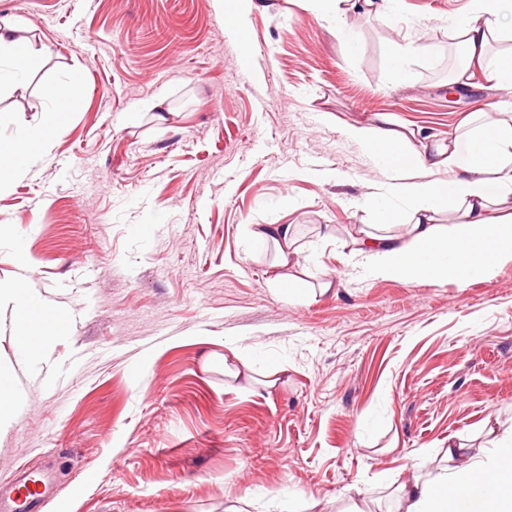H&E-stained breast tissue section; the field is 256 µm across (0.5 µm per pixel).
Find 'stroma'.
<instances>
[{
    "label": "stroma",
    "mask_w": 512,
    "mask_h": 512,
    "mask_svg": "<svg viewBox=\"0 0 512 512\" xmlns=\"http://www.w3.org/2000/svg\"><path fill=\"white\" fill-rule=\"evenodd\" d=\"M262 2L236 30L232 0H0L34 57L0 87V144L43 121L46 86L72 87L33 171L0 182V222L35 256L22 271L0 246V283L26 275L63 329L18 361L0 299V487L51 471L39 512H394L387 484L512 424V262L410 284L363 277L350 249L393 179L347 126L385 113L438 144L466 113L512 111L479 74L443 91L471 0L386 20ZM252 224L293 225L309 287L333 290L275 289ZM231 347L251 386L225 376ZM12 377L10 371L0 365V427L12 417Z\"/></svg>",
    "instance_id": "obj_1"
}]
</instances>
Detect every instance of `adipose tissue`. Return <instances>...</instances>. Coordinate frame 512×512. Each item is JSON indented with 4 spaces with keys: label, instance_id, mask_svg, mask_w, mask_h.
<instances>
[{
    "label": "adipose tissue",
    "instance_id": "adipose-tissue-1",
    "mask_svg": "<svg viewBox=\"0 0 512 512\" xmlns=\"http://www.w3.org/2000/svg\"><path fill=\"white\" fill-rule=\"evenodd\" d=\"M475 2V9L456 24L465 64L453 81L465 84L479 68L492 87L512 86V58L495 63L488 58L494 35L512 28V0ZM57 117L53 111L42 123L16 129L12 143L0 149L6 177L33 170ZM471 122L468 116L461 120V139L432 149L413 144V132L389 119L372 127H348V135L365 143L373 161L393 172L390 194L413 203L404 212L390 207L385 198H372L385 230L366 228L355 239V254L368 276L407 283L450 277L465 282L512 261V215L492 211L496 202L512 200V120L496 119L476 128ZM445 171L451 172V180H442ZM451 203L457 206V222L438 223L437 215ZM249 235L256 245L274 247L275 286L292 297H311L313 291L298 273L292 225L257 224ZM0 291L13 303L18 353L27 360H44L59 339L47 301L22 278ZM487 434L493 468L474 460L464 445H449L434 470L413 475L395 488L403 512H450L454 500L464 512H512V427L492 426Z\"/></svg>",
    "mask_w": 512,
    "mask_h": 512
}]
</instances>
